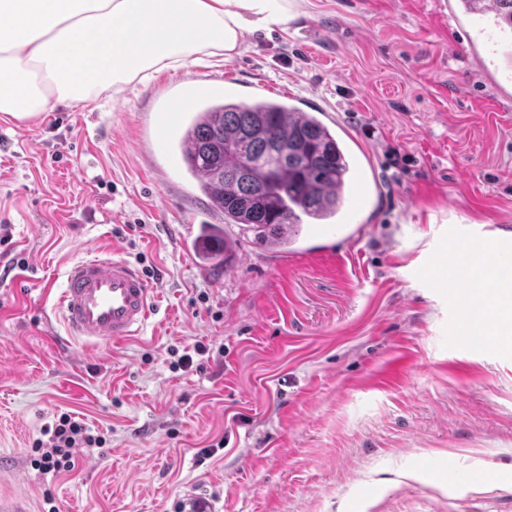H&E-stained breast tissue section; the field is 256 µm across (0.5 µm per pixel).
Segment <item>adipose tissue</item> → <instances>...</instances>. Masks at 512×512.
Here are the masks:
<instances>
[{
    "label": "adipose tissue",
    "mask_w": 512,
    "mask_h": 512,
    "mask_svg": "<svg viewBox=\"0 0 512 512\" xmlns=\"http://www.w3.org/2000/svg\"><path fill=\"white\" fill-rule=\"evenodd\" d=\"M296 0H0V119L26 122L56 106L96 101L156 72L221 56L245 37L287 29ZM470 306L512 338V271L473 270Z\"/></svg>",
    "instance_id": "adipose-tissue-1"
}]
</instances>
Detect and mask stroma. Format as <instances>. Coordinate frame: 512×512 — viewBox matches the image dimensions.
Wrapping results in <instances>:
<instances>
[{
    "label": "stroma",
    "mask_w": 512,
    "mask_h": 512,
    "mask_svg": "<svg viewBox=\"0 0 512 512\" xmlns=\"http://www.w3.org/2000/svg\"><path fill=\"white\" fill-rule=\"evenodd\" d=\"M298 9L230 60L0 120V512H512V348L465 335L468 290L430 263L449 231L512 227L500 35L444 0ZM199 76L334 115L367 186L345 227L273 252L210 210L154 125L157 83ZM204 224L228 267L196 257ZM90 249L156 284L152 314L61 350L54 305ZM65 412L103 443L42 472L32 446ZM193 248L203 261L217 259L224 254V268L233 259V244L220 224L201 225V233L193 241Z\"/></svg>",
    "instance_id": "35a3bbf8"
}]
</instances>
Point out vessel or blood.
Instances as JSON below:
<instances>
[{"label":"vessel or blood","instance_id":"vessel-or-blood-1","mask_svg":"<svg viewBox=\"0 0 512 512\" xmlns=\"http://www.w3.org/2000/svg\"><path fill=\"white\" fill-rule=\"evenodd\" d=\"M512 260V239L490 237L475 245L473 261L483 271ZM155 288L128 262L112 255L74 261L66 271L59 307L69 336L119 342L133 336L151 315Z\"/></svg>","mask_w":512,"mask_h":512}]
</instances>
